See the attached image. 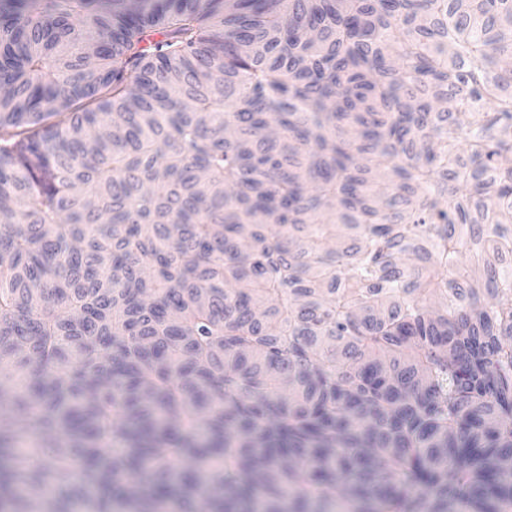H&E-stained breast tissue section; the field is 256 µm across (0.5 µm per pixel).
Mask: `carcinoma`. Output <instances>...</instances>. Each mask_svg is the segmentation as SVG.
<instances>
[{"label": "carcinoma", "instance_id": "carcinoma-1", "mask_svg": "<svg viewBox=\"0 0 512 512\" xmlns=\"http://www.w3.org/2000/svg\"><path fill=\"white\" fill-rule=\"evenodd\" d=\"M0 84V512H512V0H0Z\"/></svg>", "mask_w": 512, "mask_h": 512}]
</instances>
